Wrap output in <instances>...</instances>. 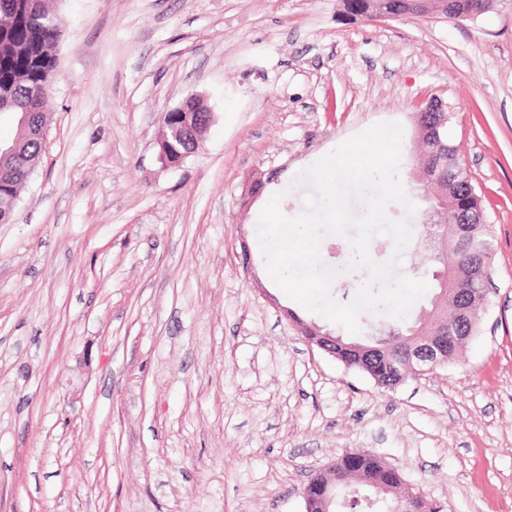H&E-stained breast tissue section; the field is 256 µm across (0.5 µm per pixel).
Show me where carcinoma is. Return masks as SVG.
<instances>
[{"label": "carcinoma", "mask_w": 512, "mask_h": 512, "mask_svg": "<svg viewBox=\"0 0 512 512\" xmlns=\"http://www.w3.org/2000/svg\"><path fill=\"white\" fill-rule=\"evenodd\" d=\"M26 4L27 0H0V112L17 117L26 112L29 116L27 124L17 126L13 139L17 153L0 162L1 204L19 195L26 184L25 171L35 168L42 153V129L49 122L44 104L56 71L61 36L62 23L50 0H42L32 10ZM343 5L347 14L364 18L366 9L389 10L396 2L343 0ZM478 10L475 0H454L446 17L467 19ZM201 111L197 95L190 94L172 109L170 121H180L184 112ZM417 124L428 133L414 155V171L420 177L431 175V183L439 187L438 208L445 224L454 229L447 245L454 264L447 270L448 295L432 302L427 327L396 328L395 345L402 347L437 340L436 333L447 329L448 315L456 305L459 290L486 286L489 246L493 241L484 217L483 199L456 146L448 139L446 127L435 128L434 118L424 112L417 113ZM337 463L350 480L324 490H310L308 505L312 512H338L349 498L359 499L350 508L361 512H436L427 500L408 501L401 472L390 469L368 452L346 454Z\"/></svg>", "instance_id": "obj_1"}]
</instances>
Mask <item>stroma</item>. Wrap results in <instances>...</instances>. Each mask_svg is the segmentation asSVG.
<instances>
[{
	"instance_id": "35a3bbf8",
	"label": "stroma",
	"mask_w": 512,
	"mask_h": 512,
	"mask_svg": "<svg viewBox=\"0 0 512 512\" xmlns=\"http://www.w3.org/2000/svg\"><path fill=\"white\" fill-rule=\"evenodd\" d=\"M36 172L0 224V512H305L312 474L363 450L440 512H512V0L465 21H351L342 0H58ZM214 114L181 166L160 116ZM437 96L494 235L480 332L395 390L311 347L347 329L270 278L261 210L303 171ZM263 191L244 203L245 184ZM324 235L340 302L367 281ZM250 263H243V254Z\"/></svg>"
}]
</instances>
